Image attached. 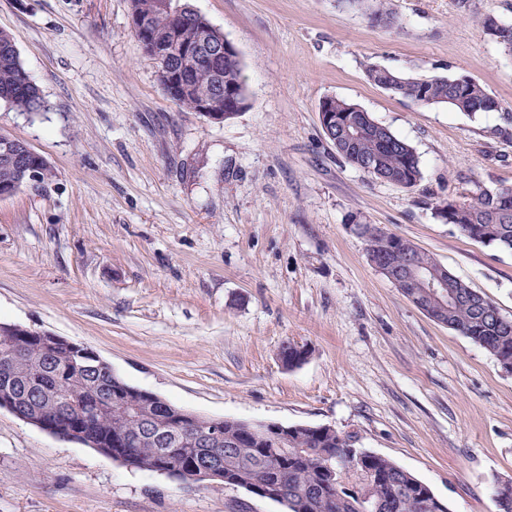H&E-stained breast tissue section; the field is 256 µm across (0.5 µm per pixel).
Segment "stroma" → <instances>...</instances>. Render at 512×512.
I'll return each mask as SVG.
<instances>
[{"label":"stroma","mask_w":512,"mask_h":512,"mask_svg":"<svg viewBox=\"0 0 512 512\" xmlns=\"http://www.w3.org/2000/svg\"><path fill=\"white\" fill-rule=\"evenodd\" d=\"M236 48L246 108L174 103L130 0H0V30L48 108L0 101V133L54 172L0 198V322L87 345L113 372L216 419L328 426L425 482L449 512H498L512 482V372L429 317L370 262L376 224L512 318V252L437 205L512 187V56L479 24L512 0H390L394 24L336 0H193ZM467 76L475 116L369 80ZM358 105L416 150L403 188L340 157L318 110ZM309 350L280 361L283 343ZM0 512H286L224 485L131 469L0 410ZM247 105V101L244 100L239 91L234 86L224 85V100L219 102V109L213 102L204 103L202 112L208 118L215 121H227L229 118L235 117L241 112Z\"/></svg>","instance_id":"stroma-1"}]
</instances>
